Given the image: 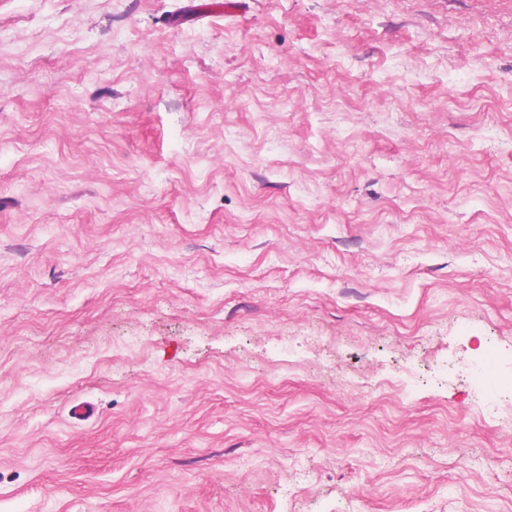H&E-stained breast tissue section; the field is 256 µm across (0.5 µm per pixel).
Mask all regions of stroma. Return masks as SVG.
I'll use <instances>...</instances> for the list:
<instances>
[{"label":"stroma","instance_id":"stroma-1","mask_svg":"<svg viewBox=\"0 0 512 512\" xmlns=\"http://www.w3.org/2000/svg\"><path fill=\"white\" fill-rule=\"evenodd\" d=\"M490 348L512 0H0V512H512Z\"/></svg>","mask_w":512,"mask_h":512}]
</instances>
